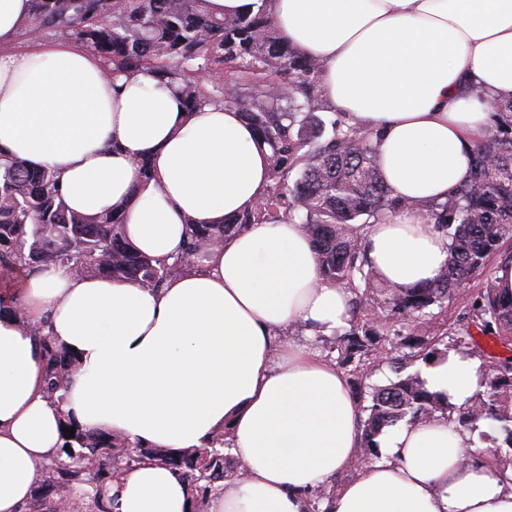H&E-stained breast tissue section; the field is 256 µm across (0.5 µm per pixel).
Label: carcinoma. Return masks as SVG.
I'll return each mask as SVG.
<instances>
[{"instance_id":"cac0c4a2","label":"carcinoma","mask_w":512,"mask_h":512,"mask_svg":"<svg viewBox=\"0 0 512 512\" xmlns=\"http://www.w3.org/2000/svg\"><path fill=\"white\" fill-rule=\"evenodd\" d=\"M206 2L31 0L26 32L82 45L114 78L142 72L177 82L188 112L217 104L237 109L270 150L267 192L222 224L187 221L183 253L159 261L126 240L122 213L86 217L70 210L55 170L0 149V276L58 268L160 288L248 225L296 219L317 252L321 279L352 293L350 328L323 340V349L346 376L360 410L358 461L380 457L378 438L398 423L447 415L471 432L481 419L497 423L500 435L479 433L480 452L512 468V291L500 288L489 267L503 240L512 238V100L494 105L495 125L475 143L472 170L448 200L416 204L448 235L441 275L424 285L391 284L356 234V225L375 224L402 206L379 172L372 135L336 117L323 100L319 63L289 44L268 14L218 17ZM474 278L481 287L456 321H439L433 309L444 310ZM474 329L504 352L481 349ZM39 346L46 395L61 403L73 359L47 336ZM450 351L481 360L479 390L460 406L429 391L415 368ZM382 361L395 378L368 383ZM64 445L68 449L42 464L40 481L59 498L76 497L77 512H108L107 482L145 458L169 466L202 501L216 481L231 476L222 435L182 454L79 429Z\"/></svg>"}]
</instances>
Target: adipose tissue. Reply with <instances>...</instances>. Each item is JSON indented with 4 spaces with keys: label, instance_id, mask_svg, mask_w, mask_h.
Segmentation results:
<instances>
[{
    "label": "adipose tissue",
    "instance_id": "adipose-tissue-1",
    "mask_svg": "<svg viewBox=\"0 0 512 512\" xmlns=\"http://www.w3.org/2000/svg\"><path fill=\"white\" fill-rule=\"evenodd\" d=\"M218 16L266 11L320 65L325 102L374 134L384 182L408 208L363 226L367 256L397 285L434 280L449 240L426 202L466 178L491 104L512 100V0H207ZM30 0H0V148L56 170L75 212L121 210L125 238L158 260L181 253L186 222L219 224L262 196L269 151L235 108L182 110L178 84L108 74L68 42L15 50ZM153 176L139 180L136 162ZM351 294L321 282L301 224H252L152 289L50 269L0 292V512H24L62 429L108 430L169 451L226 432L239 466L208 512H306L361 443L344 374L312 340L350 326ZM73 352L68 398L44 392L31 327ZM481 363L422 365L451 403ZM475 432L439 418L402 424L330 501L331 512H512V468L478 453ZM111 512H195L187 482L146 459L109 482Z\"/></svg>",
    "mask_w": 512,
    "mask_h": 512
}]
</instances>
